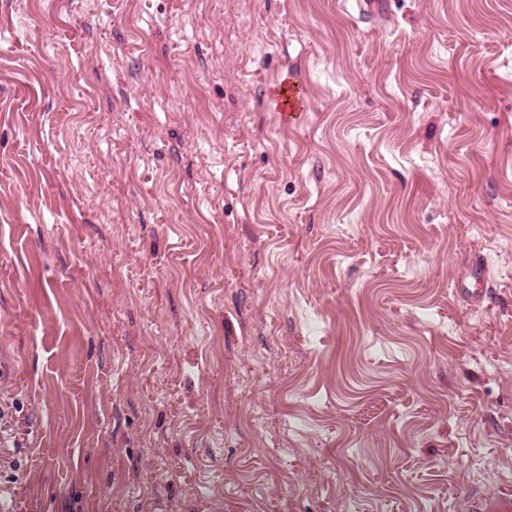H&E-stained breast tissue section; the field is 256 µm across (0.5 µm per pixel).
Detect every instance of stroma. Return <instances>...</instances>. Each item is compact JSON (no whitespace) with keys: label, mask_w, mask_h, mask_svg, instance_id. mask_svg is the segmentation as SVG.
Instances as JSON below:
<instances>
[{"label":"stroma","mask_w":512,"mask_h":512,"mask_svg":"<svg viewBox=\"0 0 512 512\" xmlns=\"http://www.w3.org/2000/svg\"><path fill=\"white\" fill-rule=\"evenodd\" d=\"M0 488L512 493V0H0ZM304 84L292 73L286 74L276 92V108L284 121L297 122L301 118L300 110L305 104ZM485 274L483 266H475L470 269V281L461 280L458 281V288H456L457 297L467 303H478L480 301L481 294L475 288H472V281L475 283L482 280Z\"/></svg>","instance_id":"1"}]
</instances>
